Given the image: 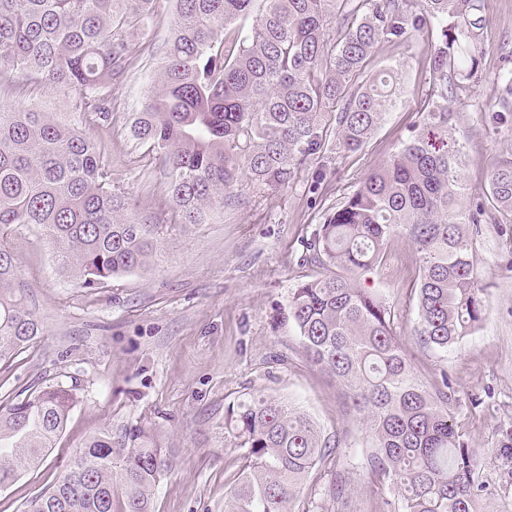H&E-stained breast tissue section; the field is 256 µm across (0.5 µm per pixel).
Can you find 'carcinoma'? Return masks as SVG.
Instances as JSON below:
<instances>
[{"label":"carcinoma","mask_w":512,"mask_h":512,"mask_svg":"<svg viewBox=\"0 0 512 512\" xmlns=\"http://www.w3.org/2000/svg\"><path fill=\"white\" fill-rule=\"evenodd\" d=\"M152 2L0 0V79H14V90L37 82L75 93L84 105L63 117L35 105L0 107V362L40 333L17 293L11 226H40L82 288L141 271L156 252L160 225L112 187L90 134L112 125L108 92L127 69L129 33L151 21ZM431 27L441 38L429 47L432 89L419 123L325 214L306 247L317 272L294 288L288 319L369 430L367 474L395 489L390 512H475L478 468L490 461L512 476V429L488 459L470 448L448 376L432 390L418 379L395 332L397 314L360 279L402 236L417 255L419 341L446 350L484 318L468 226L512 224V156L493 167L483 201L469 209L451 135L455 98L477 78L485 52L481 0H177L160 85L129 132L160 160L178 223L205 224L239 202L243 176L276 192L332 135L342 152L360 151L393 104V68L366 76L376 47ZM501 89L507 114L512 71ZM75 402L57 382L0 407V488L38 465ZM224 440L246 459L224 512H296L304 477L333 454L309 417L269 396L228 406ZM170 463L150 429L117 441L95 435L28 512H152L156 479Z\"/></svg>","instance_id":"obj_1"}]
</instances>
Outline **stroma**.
Masks as SVG:
<instances>
[{
    "instance_id": "1",
    "label": "stroma",
    "mask_w": 512,
    "mask_h": 512,
    "mask_svg": "<svg viewBox=\"0 0 512 512\" xmlns=\"http://www.w3.org/2000/svg\"><path fill=\"white\" fill-rule=\"evenodd\" d=\"M154 20L134 32L140 49L111 90L114 120L97 136L113 186L139 216L164 225L149 268L80 288L57 264L43 230L14 225L10 241L18 279L40 334L9 362H0V403L38 386L75 387L78 403L41 464L0 490V512H26L31 500L64 473L73 452L92 436L154 429L172 464L159 476L155 512H224L228 484L244 452L224 444V413L238 399L267 395L303 411L327 438L341 442L340 467L314 469L299 494L305 512H388L394 491L367 482L369 439L348 414L341 387L307 358L289 297L306 275V243L324 214L351 194L410 135L429 84L430 34L379 44L374 68L392 66L399 98L365 147L328 150L310 161L290 187L262 191L241 179V203L208 223L171 230L165 178L154 154L130 136L128 122L152 90L175 0H155ZM487 51L472 88L459 93L452 136L464 147L460 175L466 205L475 204L495 162L512 155V119L493 121L500 72L512 69V0H484ZM77 98L45 86L19 96L0 91V106L37 104L72 112ZM473 261L485 288L487 315L448 350L421 345L413 334L410 288L416 255L402 239L390 243L381 265L363 280L402 315L397 327L417 374L435 385L447 371L459 402L454 416L481 456L495 452L512 427V224L469 228ZM344 476L347 494L329 493ZM476 512H512V481L494 465L475 476Z\"/></svg>"
}]
</instances>
